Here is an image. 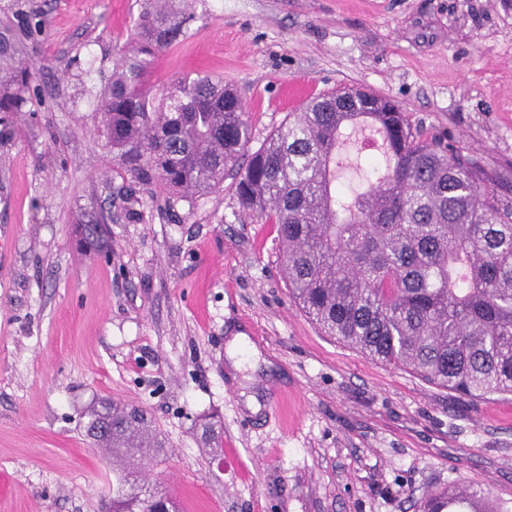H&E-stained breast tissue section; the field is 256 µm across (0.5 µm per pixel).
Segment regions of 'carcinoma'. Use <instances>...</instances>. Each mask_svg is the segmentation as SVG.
Listing matches in <instances>:
<instances>
[{"label":"carcinoma","instance_id":"carcinoma-1","mask_svg":"<svg viewBox=\"0 0 512 512\" xmlns=\"http://www.w3.org/2000/svg\"><path fill=\"white\" fill-rule=\"evenodd\" d=\"M188 0H147L136 47L120 56L100 93V122L113 157L141 182L171 195L208 194L234 179L239 205L274 224L288 292L328 336L386 365L472 397L512 394V205L451 138L425 135L402 107L339 88L307 101L256 150L238 96L221 80L179 77L164 97L146 88L155 54L185 34ZM46 20L17 7L0 26V125L10 132L33 76L24 40ZM382 137L384 173L347 196L338 182L346 131ZM79 242L104 245L99 221L76 223ZM85 435L122 464L112 512H178L167 493L134 470L166 440L139 407L109 399L81 413ZM423 512H512L484 508L471 489L441 490Z\"/></svg>","mask_w":512,"mask_h":512}]
</instances>
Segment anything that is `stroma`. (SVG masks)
Masks as SVG:
<instances>
[{
    "label": "stroma",
    "instance_id": "1",
    "mask_svg": "<svg viewBox=\"0 0 512 512\" xmlns=\"http://www.w3.org/2000/svg\"><path fill=\"white\" fill-rule=\"evenodd\" d=\"M29 5L46 18L23 55L36 75L0 142V512H105L112 458L80 428L96 399L152 415L167 446L141 475L180 512H420L459 485L512 506L511 395L450 391L323 335L288 294L275 226L244 215L232 182L177 201L113 157L97 95L138 0ZM191 5L151 64L155 96L186 74L224 80L258 145L307 98L361 87L512 192V0ZM79 218L105 219L101 251L77 252Z\"/></svg>",
    "mask_w": 512,
    "mask_h": 512
}]
</instances>
